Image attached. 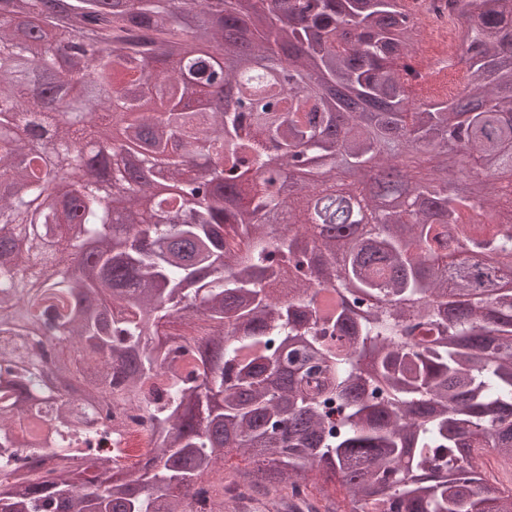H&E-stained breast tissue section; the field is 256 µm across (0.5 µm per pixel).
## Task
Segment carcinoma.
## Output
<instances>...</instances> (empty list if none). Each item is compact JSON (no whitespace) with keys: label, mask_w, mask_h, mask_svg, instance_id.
<instances>
[{"label":"carcinoma","mask_w":512,"mask_h":512,"mask_svg":"<svg viewBox=\"0 0 512 512\" xmlns=\"http://www.w3.org/2000/svg\"><path fill=\"white\" fill-rule=\"evenodd\" d=\"M36 2L0 0V471L24 474L0 512H234L200 484L231 453L254 465L225 478L268 512H512L482 465L512 467V222L453 189L476 164L512 177V0H446L454 93L408 80L421 25L400 0H67L65 23ZM79 34L119 48L49 55ZM282 55L289 88L239 83ZM219 80L239 108L208 109ZM76 113L141 150L50 192L34 140L69 154ZM339 167L377 188L301 219ZM111 366L112 405L136 400L150 435L128 478L96 419L127 423L91 404Z\"/></svg>","instance_id":"obj_1"}]
</instances>
